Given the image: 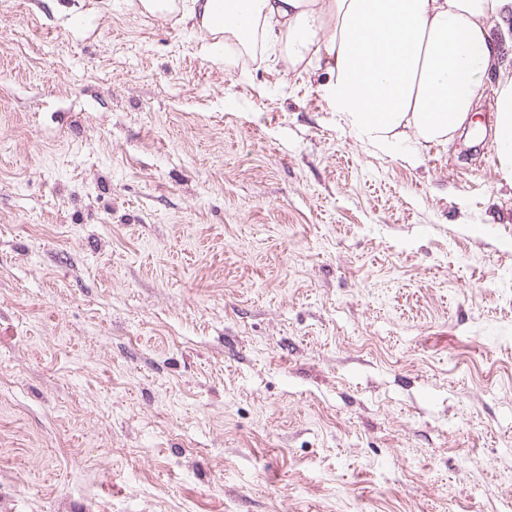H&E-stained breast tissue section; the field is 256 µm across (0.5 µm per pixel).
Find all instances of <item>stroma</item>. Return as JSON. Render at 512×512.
<instances>
[{
  "mask_svg": "<svg viewBox=\"0 0 512 512\" xmlns=\"http://www.w3.org/2000/svg\"><path fill=\"white\" fill-rule=\"evenodd\" d=\"M223 55L0 0V512H512L492 134L381 151Z\"/></svg>",
  "mask_w": 512,
  "mask_h": 512,
  "instance_id": "35a3bbf8",
  "label": "stroma"
}]
</instances>
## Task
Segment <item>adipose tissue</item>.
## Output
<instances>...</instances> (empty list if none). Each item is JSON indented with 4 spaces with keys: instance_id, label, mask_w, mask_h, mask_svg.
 <instances>
[{
    "instance_id": "ef3b65f1",
    "label": "adipose tissue",
    "mask_w": 512,
    "mask_h": 512,
    "mask_svg": "<svg viewBox=\"0 0 512 512\" xmlns=\"http://www.w3.org/2000/svg\"><path fill=\"white\" fill-rule=\"evenodd\" d=\"M231 50L282 47L321 73L342 121L368 145L399 129L450 142L493 80L498 168L512 181V0H193L186 14Z\"/></svg>"
}]
</instances>
